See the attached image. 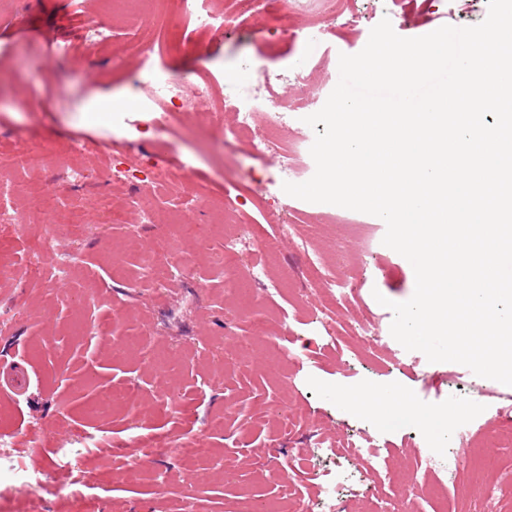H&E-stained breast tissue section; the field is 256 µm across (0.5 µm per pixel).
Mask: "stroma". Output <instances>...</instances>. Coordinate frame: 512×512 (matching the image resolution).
<instances>
[{"instance_id":"obj_1","label":"stroma","mask_w":512,"mask_h":512,"mask_svg":"<svg viewBox=\"0 0 512 512\" xmlns=\"http://www.w3.org/2000/svg\"><path fill=\"white\" fill-rule=\"evenodd\" d=\"M68 2L64 10L58 0H0V158L13 161L25 204L53 188L85 222L77 233H57L31 208L0 223V367L21 365L29 377L25 393L0 392V432L13 436L0 444V455L30 470L46 466L62 443L72 465L93 474L82 486L71 484L69 471L53 472L37 495L2 477L0 512H80L87 500L96 512H184L187 493L198 496L205 512H318V475L337 464L313 456L316 440L385 449L399 475L415 464L425 440L447 444L449 429L356 410L338 397L346 389H402L422 413L452 403L465 410L480 400L470 434L498 457L502 471L512 470V448L493 442L494 417L512 405V387L458 363L429 362L392 337L394 314L378 299H410L415 274L384 245L380 218L287 195L274 157L253 159L245 140L199 118L213 111L214 100L249 85L259 69L277 75L280 101L306 76L310 96L289 113L282 141L306 146L302 163L314 174L308 148L325 126L305 119L335 88L340 54L359 53L385 18L409 38L444 25L479 24L488 0H338L331 16L325 0H284L277 18L262 0H247L242 21L201 37L162 0L109 12L102 0ZM137 14L154 16V26L140 28ZM102 16L112 22V45L85 52L75 44L80 28ZM195 40L200 49H192ZM142 41L155 44L147 62L137 48ZM144 64L175 73L186 86L207 71L216 81L213 100L155 136L104 123L98 103L132 98L131 77ZM61 87L78 90V100L60 102ZM116 148L131 163L146 152L179 159L193 175L185 189L158 190L154 217L145 221L138 190L107 177ZM73 162L90 174L88 186L53 187L52 171ZM259 183L274 184V202H245ZM107 194L118 198L122 215L101 211L97 200ZM201 196L208 208L193 207ZM228 210L241 236L263 230L257 259L268 279L214 268L208 256L223 247L222 235L204 244L178 237L181 222L217 224ZM37 232L51 237L46 263L60 259L72 267L48 288L22 274ZM178 250L186 252L187 268L173 267ZM146 251L162 285L141 269ZM320 274L359 283L358 302L326 317L330 300L316 281ZM362 320L377 329L380 344L348 345L347 323ZM286 348L296 353L293 362L283 360ZM111 390L124 392V400L98 411L101 394ZM87 432L100 440L98 456L81 443ZM160 436L195 442L199 453L177 456L156 446ZM295 448L309 466L288 493L282 475ZM410 499L420 512H488L482 482L464 473L452 482L430 475Z\"/></svg>"}]
</instances>
